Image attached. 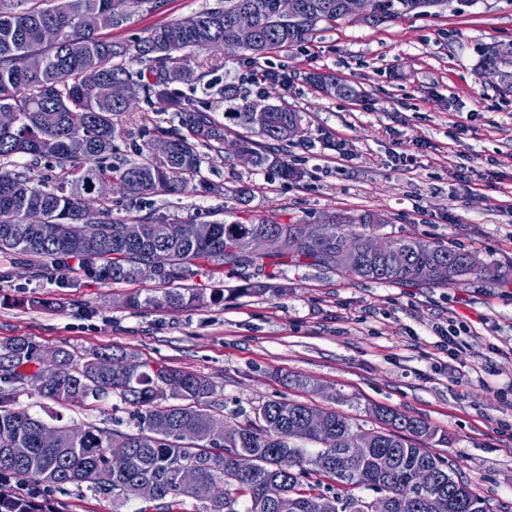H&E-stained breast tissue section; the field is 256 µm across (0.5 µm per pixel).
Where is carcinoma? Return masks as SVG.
Listing matches in <instances>:
<instances>
[{
  "instance_id": "obj_1",
  "label": "carcinoma",
  "mask_w": 512,
  "mask_h": 512,
  "mask_svg": "<svg viewBox=\"0 0 512 512\" xmlns=\"http://www.w3.org/2000/svg\"><path fill=\"white\" fill-rule=\"evenodd\" d=\"M273 0H224V6L197 13L180 21L153 27L148 36L132 42L112 41L102 29L123 26L145 0H0V109L19 116L12 129L0 128V254L17 255L39 264L57 266L77 261L85 274L112 284L138 280L143 263L158 261L159 291L126 299L131 309L177 311L224 302V284L191 288L186 284L196 262L218 268L243 262L256 266L264 258L247 254L242 244L251 236L274 232L287 239L298 225L260 220L251 224L210 221L208 241L193 234V222L168 224L153 214L133 217L140 232L119 238L127 226L110 218L109 201H95L91 188L100 179L120 178L136 195H175L191 191L219 194L203 165L208 154L227 150L249 152L255 165L279 167L286 178L297 175L287 161L272 150L301 131L299 113L277 104L266 110L258 127L254 113L265 101H247L226 86L219 94L230 102L227 118L249 131L247 136L226 139L224 125L198 108L187 97L174 99L169 86L182 81L192 52L234 35L233 19L242 9L256 19L255 42L243 47L252 61L303 43L320 23L347 19L342 0H300V14L279 18L269 10ZM439 0H370L371 17L393 18L412 12L425 13ZM98 17L93 30L80 19ZM55 27L58 39L45 42L41 31ZM145 60L144 71H132L128 60ZM512 64V42H494L479 51L476 70ZM87 68L100 71L93 86L83 83ZM142 97L161 110L180 115L181 129L162 140L167 154L151 161L109 162L117 136L114 117L130 110L131 100ZM17 157L39 163L51 160L59 168L53 186L30 175V168L14 164ZM29 207L45 213L43 224L24 223ZM371 216H345L313 227L318 237L303 246L286 245L274 255L293 263L333 268L348 278L385 284L424 283L449 285L466 280L473 272L465 265L468 250L437 242L427 251L411 252L403 269L394 274L382 260L366 256L347 266L335 264L336 248L358 242L374 228ZM229 292L282 297L288 289L276 283L257 282ZM56 378L39 388L59 404L97 401L116 392L136 407L135 431L125 434L128 456L112 460L108 453L114 431L96 426L55 425L58 441L46 445L41 432L48 424L27 409L17 408L15 389L6 386L36 380L41 356L26 338L0 344V439L16 442L18 454L9 456L0 447V512H52L37 502L40 486H84L94 494L112 495L114 512L138 498L142 484L157 489L154 500L177 502L187 497L177 483L181 468L193 465L199 477L212 487L205 512H371V491L392 504L390 512H493L490 503L456 476L448 460L430 452L425 443L437 437L429 422L376 407L374 417L383 427L363 431L334 409L327 410L331 436L314 433L307 414L312 407L285 397L271 399L254 409L244 422L214 410L215 389L205 376L169 366H153L125 355L99 352L57 354ZM362 436L369 453L357 457L342 447L341 439ZM313 443L311 450L304 443ZM237 449L255 456L253 472H234L231 455ZM392 457L389 470L377 468L376 458ZM436 472L426 487L416 483L422 466ZM332 480L346 491L343 497L320 492V481ZM282 483V498L266 501V483ZM30 487L26 495L6 490L11 480Z\"/></svg>"
}]
</instances>
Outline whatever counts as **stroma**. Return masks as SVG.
I'll return each instance as SVG.
<instances>
[{
  "instance_id": "stroma-1",
  "label": "stroma",
  "mask_w": 512,
  "mask_h": 512,
  "mask_svg": "<svg viewBox=\"0 0 512 512\" xmlns=\"http://www.w3.org/2000/svg\"><path fill=\"white\" fill-rule=\"evenodd\" d=\"M142 6L115 41L147 36L158 23L223 6L224 0H159ZM512 41V0H444L428 13L379 21L319 24L299 46L252 65L241 54L196 50L190 81L175 94L224 120L212 83L249 99L285 102L302 117L300 136L279 154L301 172L283 179L232 152L212 156L205 174L227 195H130L115 189L116 218L163 214L167 221L221 219L322 224L332 215L377 214V236L451 242L483 264L512 263V92L475 69L483 44ZM320 70L356 87L361 100L327 95L305 76ZM113 162L139 158L177 127L172 112L139 101L121 116ZM250 190L240 203L231 188ZM276 276L284 297L237 296L175 312L132 310L130 293L160 283L112 284L0 254V342L24 337L42 354L123 351L139 361L206 376L224 414L246 418L285 397L333 408L360 428L386 406L430 422L447 443L430 442L494 512H512V283L479 275L448 287L392 285L314 266H201L189 284L208 288ZM303 375V388L288 378ZM16 404L42 418L62 412L77 426L134 428L132 406L111 394L64 407L35 384ZM52 512H117L108 496L67 486L41 493Z\"/></svg>"
}]
</instances>
